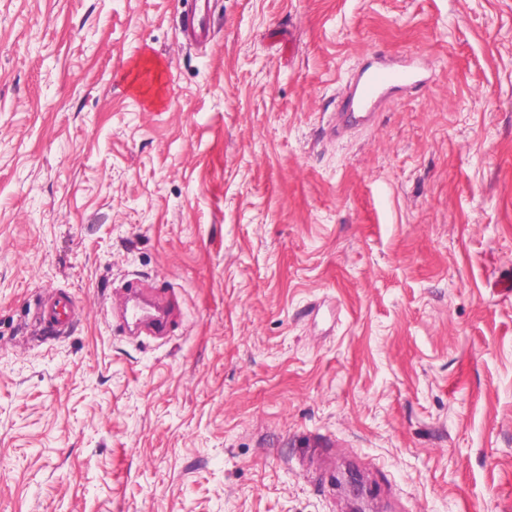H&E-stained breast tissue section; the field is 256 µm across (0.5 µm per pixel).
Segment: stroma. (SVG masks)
I'll return each mask as SVG.
<instances>
[{
  "label": "stroma",
  "mask_w": 512,
  "mask_h": 512,
  "mask_svg": "<svg viewBox=\"0 0 512 512\" xmlns=\"http://www.w3.org/2000/svg\"><path fill=\"white\" fill-rule=\"evenodd\" d=\"M180 12L0 0V512H512V0ZM422 66L414 58L397 65L383 63L366 68L357 78L352 91L345 95L341 117H356L364 120L373 115L384 92L390 88L413 89L424 83ZM357 109L359 112H355ZM72 313V299L65 291L53 292L42 303L43 325L55 331L59 332L66 328Z\"/></svg>",
  "instance_id": "1"
}]
</instances>
